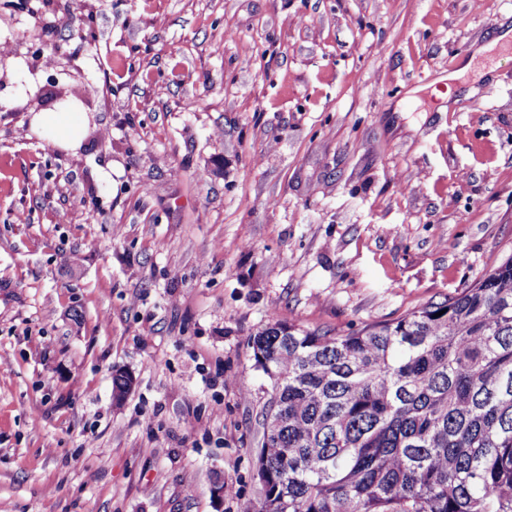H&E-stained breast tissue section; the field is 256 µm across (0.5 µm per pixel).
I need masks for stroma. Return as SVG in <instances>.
<instances>
[{"instance_id":"obj_1","label":"stroma","mask_w":512,"mask_h":512,"mask_svg":"<svg viewBox=\"0 0 512 512\" xmlns=\"http://www.w3.org/2000/svg\"><path fill=\"white\" fill-rule=\"evenodd\" d=\"M507 30L512 0H0V512H255L250 336L512 255ZM82 113L43 112L35 118L43 132L55 143L62 146L75 144L82 134Z\"/></svg>"}]
</instances>
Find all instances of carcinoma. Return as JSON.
Instances as JSON below:
<instances>
[{
	"mask_svg": "<svg viewBox=\"0 0 512 512\" xmlns=\"http://www.w3.org/2000/svg\"><path fill=\"white\" fill-rule=\"evenodd\" d=\"M250 345L280 420L256 512H512V256L391 322Z\"/></svg>",
	"mask_w": 512,
	"mask_h": 512,
	"instance_id": "1",
	"label": "carcinoma"
}]
</instances>
